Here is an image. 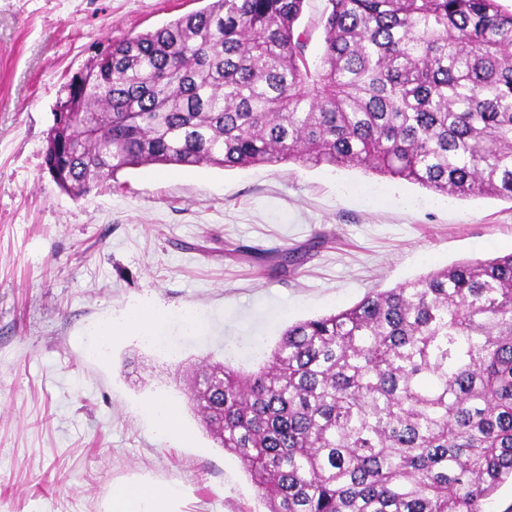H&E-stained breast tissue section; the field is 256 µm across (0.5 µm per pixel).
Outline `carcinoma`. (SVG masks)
<instances>
[{
	"label": "carcinoma",
	"mask_w": 512,
	"mask_h": 512,
	"mask_svg": "<svg viewBox=\"0 0 512 512\" xmlns=\"http://www.w3.org/2000/svg\"><path fill=\"white\" fill-rule=\"evenodd\" d=\"M208 0L63 86L45 167L83 195L144 165L358 167L512 201V9L499 0ZM188 397L267 512H488L512 480V252L298 321ZM324 3L323 0H307L301 19V28L306 26L310 30V41L306 54L311 62L315 61L316 57L321 53L323 45V29L317 25V22L323 10Z\"/></svg>",
	"instance_id": "carcinoma-1"
}]
</instances>
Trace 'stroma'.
Segmentation results:
<instances>
[{
  "label": "stroma",
  "instance_id": "stroma-1",
  "mask_svg": "<svg viewBox=\"0 0 512 512\" xmlns=\"http://www.w3.org/2000/svg\"><path fill=\"white\" fill-rule=\"evenodd\" d=\"M199 0H0V512H108L120 484L175 485L170 512H266L177 372L258 368L289 325L457 262L512 252V201L439 195L360 168L150 165L89 193L44 166L61 86L99 49ZM300 249L277 273L247 256ZM160 341L95 326L132 306ZM207 312L189 331L180 316ZM180 409L157 433L147 406ZM169 322L168 316L149 307H136L129 310L118 321H106L95 328L99 338V347L105 353L112 338L119 334L134 333L150 340L158 336Z\"/></svg>",
  "mask_w": 512,
  "mask_h": 512
}]
</instances>
